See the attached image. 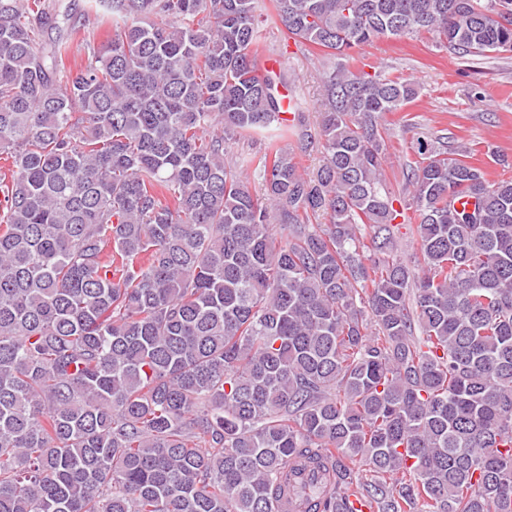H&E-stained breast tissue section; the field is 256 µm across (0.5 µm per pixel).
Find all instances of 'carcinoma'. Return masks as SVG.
Returning a JSON list of instances; mask_svg holds the SVG:
<instances>
[{"label": "carcinoma", "mask_w": 512, "mask_h": 512, "mask_svg": "<svg viewBox=\"0 0 512 512\" xmlns=\"http://www.w3.org/2000/svg\"><path fill=\"white\" fill-rule=\"evenodd\" d=\"M82 13L112 39L0 0V512H273L305 471L302 512H512V179L420 136L395 209L384 119L418 86L341 63L424 30L511 53L512 0ZM270 25L340 60L315 134L257 74ZM412 225V226H410ZM414 224H396L395 235L399 245V251L409 266L419 269V254L412 246L411 231Z\"/></svg>", "instance_id": "cac0c4a2"}]
</instances>
